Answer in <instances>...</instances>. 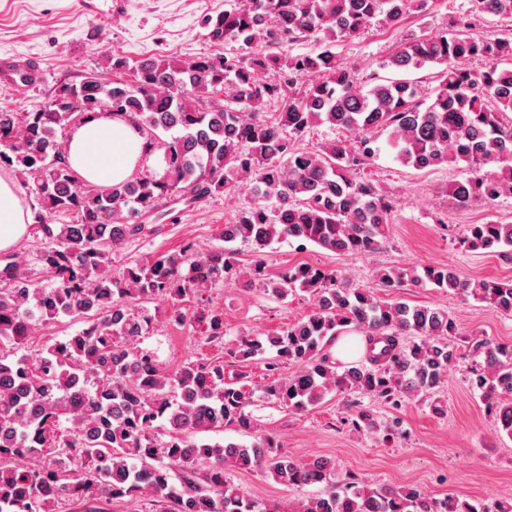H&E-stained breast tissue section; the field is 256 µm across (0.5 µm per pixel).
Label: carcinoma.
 <instances>
[{
	"mask_svg": "<svg viewBox=\"0 0 512 512\" xmlns=\"http://www.w3.org/2000/svg\"><path fill=\"white\" fill-rule=\"evenodd\" d=\"M486 16L512 18V0H473ZM427 0H231L205 20L224 53L193 60L107 58L112 80L91 72L59 86L51 105L19 114L0 112V171L23 177L39 208L29 224L41 245L47 284L33 282L12 256L0 257V512H55L67 496L118 499L147 494L171 512H273L226 478L262 470L291 487L327 486L292 512H512V503L477 508L451 495L436 499L415 487L335 482L327 459L301 461L265 434L254 433L243 391L224 382V364L188 361L163 369L139 348L153 316L148 300L169 304L175 320L207 324L208 340L224 338V312L208 293L229 279L241 242L260 253L296 239L333 253L368 254L389 231L395 200L361 170L378 155L377 135L396 160L417 171L463 164L468 176L448 187L458 205L512 194V35L484 38L467 22L402 40L389 66L397 77L369 88L338 63L332 48L374 21L398 28ZM319 41L321 50L292 54L282 46ZM472 59L486 66L473 70ZM441 67L426 89L409 74ZM269 74L261 81L257 73ZM85 105L72 110V99ZM109 101L144 131L147 168L103 189L81 187L63 156L59 134L73 117L99 112ZM282 106L265 119L269 102ZM327 124L347 136L316 150L296 145L309 128ZM251 185L252 201L224 225L225 247L202 252L192 241L172 254L131 263L112 273V256L133 239L157 233L171 206ZM67 214L65 224L51 216ZM472 250L512 257V224H471ZM245 287L284 300L304 293L311 312L285 330L244 339L227 352L247 360L268 351L269 370L295 371L269 381L262 398L295 411L330 393L356 394L398 405L435 397L456 362L455 323L443 308L396 297L407 284L473 298L512 314V280L465 278L448 266L422 272L383 268L377 287L354 288L339 273L308 264L270 278L260 266L243 273ZM196 299L193 312L181 306ZM76 317L85 327L47 345L36 358L18 355L36 323ZM347 331L362 333L366 362L338 369L324 352ZM405 336L417 338L406 346ZM469 379L495 411L494 428L512 439V348L471 340ZM233 427L250 442H209L201 433ZM54 449L41 466L30 461ZM208 464L204 483L197 467ZM181 471L179 482L170 470Z\"/></svg>",
	"mask_w": 512,
	"mask_h": 512,
	"instance_id": "carcinoma-1",
	"label": "carcinoma"
}]
</instances>
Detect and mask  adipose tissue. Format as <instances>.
<instances>
[{
  "instance_id": "1",
  "label": "adipose tissue",
  "mask_w": 512,
  "mask_h": 512,
  "mask_svg": "<svg viewBox=\"0 0 512 512\" xmlns=\"http://www.w3.org/2000/svg\"><path fill=\"white\" fill-rule=\"evenodd\" d=\"M145 135L127 116L96 114L75 124L65 141L68 162L83 184L110 186L133 178ZM29 209L13 180L0 176V251H12L26 236Z\"/></svg>"
}]
</instances>
